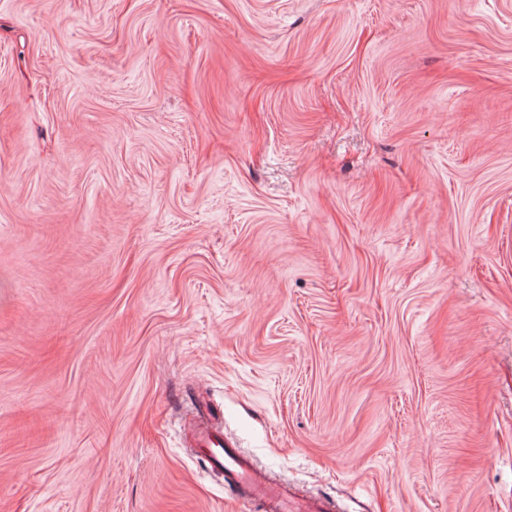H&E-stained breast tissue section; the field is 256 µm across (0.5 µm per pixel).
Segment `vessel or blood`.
I'll return each mask as SVG.
<instances>
[{
	"instance_id": "vessel-or-blood-1",
	"label": "vessel or blood",
	"mask_w": 512,
	"mask_h": 512,
	"mask_svg": "<svg viewBox=\"0 0 512 512\" xmlns=\"http://www.w3.org/2000/svg\"><path fill=\"white\" fill-rule=\"evenodd\" d=\"M185 426V447L222 475L225 487L237 497L255 502L263 512H324V504L296 500L287 484L225 440L223 421L211 418L203 406L186 412Z\"/></svg>"
}]
</instances>
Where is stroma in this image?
I'll return each instance as SVG.
<instances>
[{"label":"stroma","mask_w":512,"mask_h":512,"mask_svg":"<svg viewBox=\"0 0 512 512\" xmlns=\"http://www.w3.org/2000/svg\"><path fill=\"white\" fill-rule=\"evenodd\" d=\"M512 512V0H0V512ZM187 428L184 448L200 456L211 471L222 475L224 488L238 498L251 500L264 512H288V509L323 512L334 506L295 500L288 484L256 466L234 444L224 440V422L210 417L208 409L195 406L185 414Z\"/></svg>","instance_id":"stroma-1"}]
</instances>
